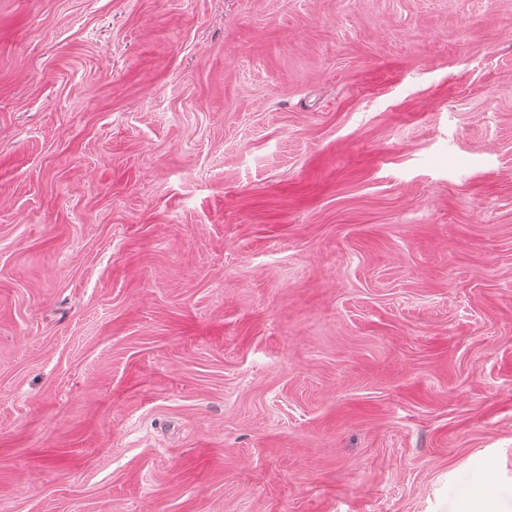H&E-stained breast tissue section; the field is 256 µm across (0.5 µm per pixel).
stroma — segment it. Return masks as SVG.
Segmentation results:
<instances>
[{"mask_svg": "<svg viewBox=\"0 0 512 512\" xmlns=\"http://www.w3.org/2000/svg\"><path fill=\"white\" fill-rule=\"evenodd\" d=\"M512 512V0H0V512ZM462 512H497L499 509V487L493 477L485 475L462 501Z\"/></svg>", "mask_w": 512, "mask_h": 512, "instance_id": "stroma-1", "label": "stroma"}]
</instances>
